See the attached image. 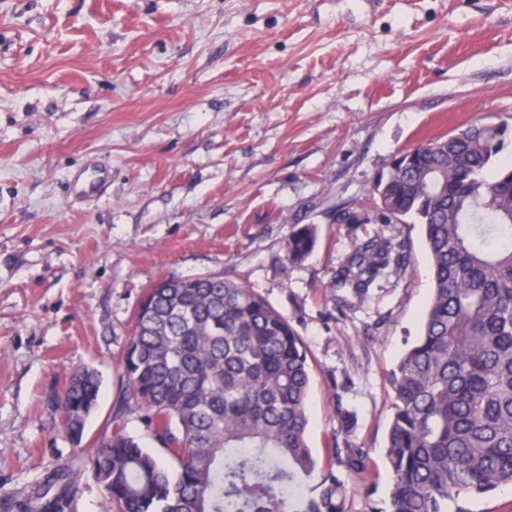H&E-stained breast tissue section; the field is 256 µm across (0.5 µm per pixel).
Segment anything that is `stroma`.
<instances>
[{"label":"stroma","instance_id":"1","mask_svg":"<svg viewBox=\"0 0 512 512\" xmlns=\"http://www.w3.org/2000/svg\"><path fill=\"white\" fill-rule=\"evenodd\" d=\"M510 119L512 0H0V503L71 455L51 400L84 366L103 435L145 289L224 270L305 342L313 454L369 448L347 512L385 501L389 376L432 288L420 225L365 309L339 312L334 277L388 232L370 190L397 153ZM298 224L317 244L291 265Z\"/></svg>","mask_w":512,"mask_h":512}]
</instances>
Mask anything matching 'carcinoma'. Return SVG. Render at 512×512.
<instances>
[{
  "instance_id": "obj_1",
  "label": "carcinoma",
  "mask_w": 512,
  "mask_h": 512,
  "mask_svg": "<svg viewBox=\"0 0 512 512\" xmlns=\"http://www.w3.org/2000/svg\"><path fill=\"white\" fill-rule=\"evenodd\" d=\"M512 125L472 122L420 146L386 177L381 203L423 226L433 281L421 331L390 374L385 458L391 487L371 512H448V502L512 485ZM439 188L425 194L421 177ZM296 226L290 265L314 251ZM405 237L376 235L336 272L363 302L410 266ZM112 437L86 441L102 379L74 373L57 402L80 466L45 474L23 512H69L81 467L114 512H346L336 468L368 475L370 451L345 438L320 464L306 441L310 366L293 323L228 273L162 278L145 290L119 359ZM137 407L169 462L125 429Z\"/></svg>"
}]
</instances>
